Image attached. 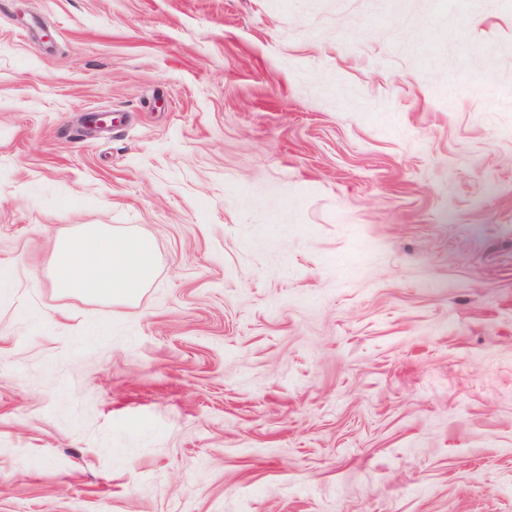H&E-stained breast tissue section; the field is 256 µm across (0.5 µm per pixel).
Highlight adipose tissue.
I'll use <instances>...</instances> for the list:
<instances>
[{
	"mask_svg": "<svg viewBox=\"0 0 512 512\" xmlns=\"http://www.w3.org/2000/svg\"><path fill=\"white\" fill-rule=\"evenodd\" d=\"M156 269L150 240L115 236L104 224H88L56 238L53 281L62 293L131 304L151 283Z\"/></svg>",
	"mask_w": 512,
	"mask_h": 512,
	"instance_id": "adipose-tissue-1",
	"label": "adipose tissue"
}]
</instances>
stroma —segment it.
I'll list each match as a JSON object with an SVG mask.
<instances>
[{"label":"stroma","mask_w":512,"mask_h":512,"mask_svg":"<svg viewBox=\"0 0 512 512\" xmlns=\"http://www.w3.org/2000/svg\"><path fill=\"white\" fill-rule=\"evenodd\" d=\"M0 268V512H512V0H0ZM156 269L150 240L117 237L106 224H87L56 238L53 281L64 294L132 304L151 283Z\"/></svg>","instance_id":"35a3bbf8"}]
</instances>
